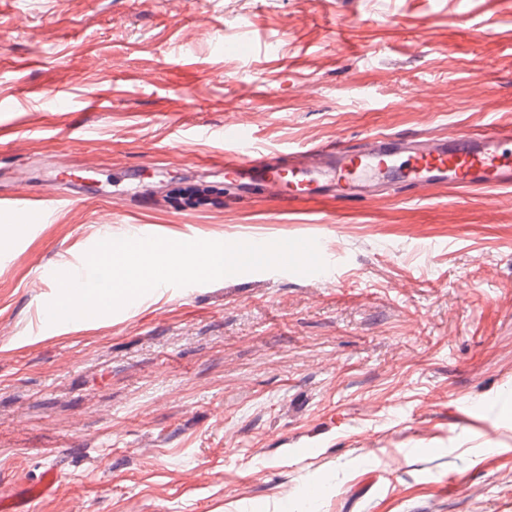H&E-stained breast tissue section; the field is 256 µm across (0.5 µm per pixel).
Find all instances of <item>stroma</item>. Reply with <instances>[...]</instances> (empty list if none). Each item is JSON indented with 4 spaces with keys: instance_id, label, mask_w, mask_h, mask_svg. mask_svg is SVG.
Listing matches in <instances>:
<instances>
[{
    "instance_id": "stroma-1",
    "label": "stroma",
    "mask_w": 512,
    "mask_h": 512,
    "mask_svg": "<svg viewBox=\"0 0 512 512\" xmlns=\"http://www.w3.org/2000/svg\"><path fill=\"white\" fill-rule=\"evenodd\" d=\"M512 123V0H0V498L34 512H512V187L228 186L254 149ZM313 237L42 330L106 238ZM324 494L307 502L317 477ZM24 200L18 193H12L10 195H0V208L3 209H17L22 212L21 219L23 222L28 224H40L45 218L44 212L41 214L30 213V206L21 203ZM62 473L54 467H49L41 472L38 480L25 485L22 491V500L2 509L3 512H27L25 505L33 500L43 497L61 482Z\"/></svg>"
}]
</instances>
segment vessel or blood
<instances>
[{
	"mask_svg": "<svg viewBox=\"0 0 512 512\" xmlns=\"http://www.w3.org/2000/svg\"><path fill=\"white\" fill-rule=\"evenodd\" d=\"M244 127L225 128L224 148L235 153L236 164L249 168L260 177L278 182L284 172L301 167L317 170L329 167L358 179L366 174L385 175L398 171L410 185L421 189L438 182H450L459 190L475 186L512 187V125L494 122L484 133L466 132L440 140L415 142L393 136H377L362 147L348 149L313 148L293 154L240 152ZM62 473L54 467L41 472L38 479L25 485L20 502L0 512H27V503L43 497L60 483Z\"/></svg>",
	"mask_w": 512,
	"mask_h": 512,
	"instance_id": "1",
	"label": "vessel or blood"
}]
</instances>
